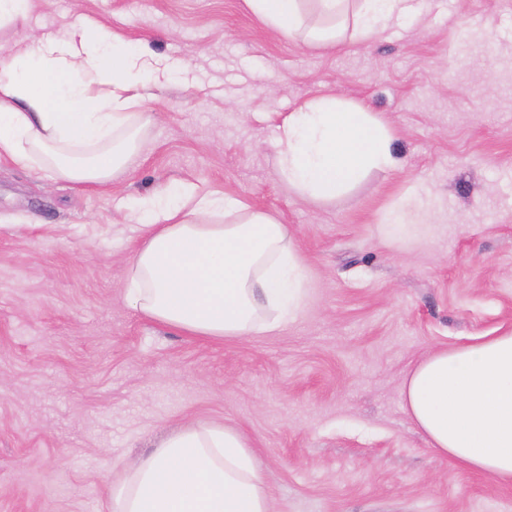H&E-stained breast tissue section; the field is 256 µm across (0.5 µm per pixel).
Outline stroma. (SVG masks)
Listing matches in <instances>:
<instances>
[{"label": "stroma", "mask_w": 512, "mask_h": 512, "mask_svg": "<svg viewBox=\"0 0 512 512\" xmlns=\"http://www.w3.org/2000/svg\"><path fill=\"white\" fill-rule=\"evenodd\" d=\"M85 16L172 70L135 170L79 186L0 157V512H109L108 487L197 422L251 442L276 512H512L403 409L410 367L512 331V0H423L338 48L276 35L246 0H32L18 32ZM336 96L399 166L330 201L278 166L288 112ZM192 182L274 214L310 276L274 336H189L125 299L130 205ZM440 230L384 237L408 198Z\"/></svg>", "instance_id": "35a3bbf8"}]
</instances>
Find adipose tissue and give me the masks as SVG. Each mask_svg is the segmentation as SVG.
<instances>
[{
    "mask_svg": "<svg viewBox=\"0 0 512 512\" xmlns=\"http://www.w3.org/2000/svg\"><path fill=\"white\" fill-rule=\"evenodd\" d=\"M276 33L334 47L383 32L415 0H247ZM164 63L79 16L67 35L29 36L0 54V155L75 183L133 168L146 83ZM279 169L303 197L330 200L398 161L384 123L333 97L283 117ZM126 301L195 336L273 335L297 319L307 270L287 225L238 199L182 185L139 198ZM410 420L433 452L512 484V332L415 363L403 383ZM110 512H274L248 438L195 423L166 437L109 490Z\"/></svg>",
    "mask_w": 512,
    "mask_h": 512,
    "instance_id": "obj_1",
    "label": "adipose tissue"
}]
</instances>
